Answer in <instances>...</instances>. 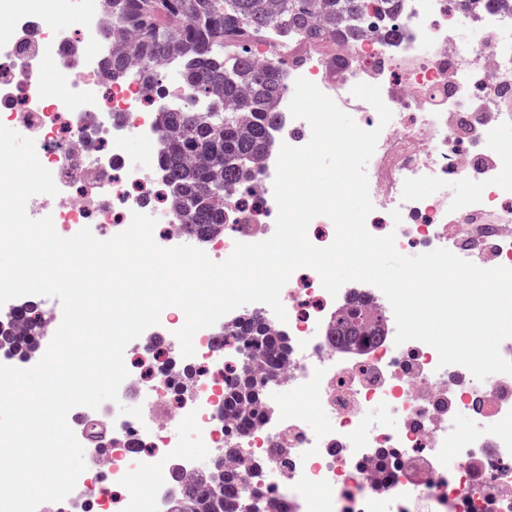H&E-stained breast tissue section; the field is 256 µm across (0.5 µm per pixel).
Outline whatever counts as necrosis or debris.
Listing matches in <instances>:
<instances>
[{
	"instance_id": "necrosis-or-debris-1",
	"label": "necrosis or debris",
	"mask_w": 512,
	"mask_h": 512,
	"mask_svg": "<svg viewBox=\"0 0 512 512\" xmlns=\"http://www.w3.org/2000/svg\"><path fill=\"white\" fill-rule=\"evenodd\" d=\"M108 0L82 11L79 27L43 23L40 0L17 12L0 0V123L34 139L37 156L52 174L57 195H36L26 210L52 217L65 238L90 228L100 240L126 229L133 213L155 217L156 243L179 246L189 237L178 222L165 174L153 157L159 145L163 102L193 98L178 83L157 99L137 73L115 81L103 60L111 48ZM481 30L466 41L460 20ZM400 35L385 41L377 24L353 43L278 34L245 40L255 61H278L288 87L280 97V139L308 143L309 124L293 118L289 102L297 77L315 83L362 129L381 134L368 173L369 194L385 223L366 219L372 235L395 234L398 251L416 256L444 248L485 267L512 268V153L500 150L497 132L512 123V0H406ZM55 62L59 91H49L44 65ZM379 85L393 117L380 125L376 110L356 98L358 83ZM149 148L146 157L126 151L129 136ZM255 182L224 196V230L204 251L216 262L239 242L257 243L274 232L278 213L275 159L261 160ZM468 182L477 191L449 211L446 195L422 196L415 183ZM286 320L263 303H249L201 329L193 339L190 368L164 351L185 323L175 306L157 325L131 341L133 361L120 397L164 403L166 414L127 418L107 405L69 412L68 424L84 450L85 470L56 512H168L174 479L190 483L208 455L233 447L224 466L245 477L242 493L288 512H315L311 490L327 495L325 512H404L428 503L431 512H512V374L477 380L463 366L439 367L436 350L419 341L395 345L393 309L374 287L341 288L330 295L318 273L293 272L280 294ZM362 307L382 334L365 345L337 340L342 315ZM261 317L286 339L279 370L262 378L257 413L247 418L224 408L234 381L257 365L243 340L229 330L240 319ZM311 395L328 419L309 427L299 410L284 411L279 386ZM390 414L394 424L382 416ZM468 417L459 426V417ZM154 478L150 498L134 479Z\"/></svg>"
}]
</instances>
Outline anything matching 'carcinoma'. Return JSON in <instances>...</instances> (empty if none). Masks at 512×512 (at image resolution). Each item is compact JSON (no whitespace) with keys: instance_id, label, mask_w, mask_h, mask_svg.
<instances>
[{"instance_id":"1","label":"carcinoma","mask_w":512,"mask_h":512,"mask_svg":"<svg viewBox=\"0 0 512 512\" xmlns=\"http://www.w3.org/2000/svg\"><path fill=\"white\" fill-rule=\"evenodd\" d=\"M401 0H109L112 29L130 32L133 39L112 47L104 64L121 78L131 61L140 62L146 87L156 92L167 74L164 62L189 85L199 102L160 113L162 138L157 165L166 172L179 219L199 237L224 229V189L255 178L259 160L274 148L270 130L280 124L277 100L286 89L275 62L259 65L237 46L242 32L258 35L281 30L310 39L353 41L361 30L346 25L373 14L382 23L386 40ZM361 313L352 310L334 325L342 339L361 329ZM235 335L254 347V360L269 369L277 366L285 341L270 333L264 321L238 322ZM258 388L245 375L224 401L228 410L257 409ZM241 475L221 472L198 476L176 502L178 512H242Z\"/></svg>"}]
</instances>
